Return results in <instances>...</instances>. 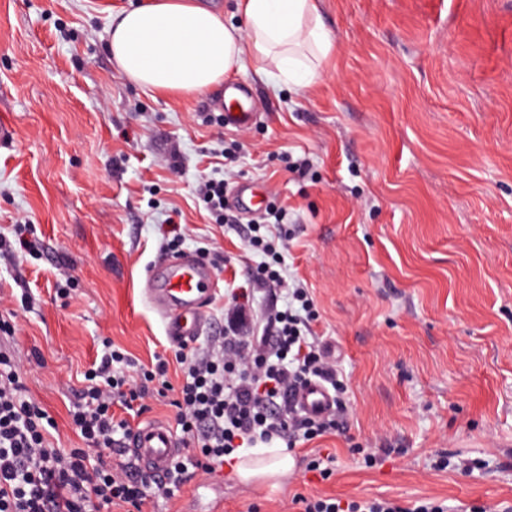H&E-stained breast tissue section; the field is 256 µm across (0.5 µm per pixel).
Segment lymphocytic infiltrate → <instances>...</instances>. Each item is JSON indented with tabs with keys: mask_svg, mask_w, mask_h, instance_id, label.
Instances as JSON below:
<instances>
[{
	"mask_svg": "<svg viewBox=\"0 0 512 512\" xmlns=\"http://www.w3.org/2000/svg\"><path fill=\"white\" fill-rule=\"evenodd\" d=\"M285 218L284 211L271 210L263 223L233 227L265 260L253 271L251 288L232 293L225 304L223 335L205 349L175 355L181 371L175 422L194 448L176 456L165 477L112 458L132 435L115 408L132 409L150 395L153 382L172 387L167 361L139 369L126 352L105 344L70 412L86 445L63 452L48 447L46 411L25 397L17 362L0 352V512H100L113 504L140 512L147 498L172 499L197 476L213 474L242 445L279 439L292 448L346 429L347 385L329 348L313 335L320 314L308 289L284 269ZM255 286L285 292L287 305L256 312ZM315 379L332 390L333 412L309 415L293 407L295 392ZM295 502L300 512H447L443 502L430 499L408 505L300 495Z\"/></svg>",
	"mask_w": 512,
	"mask_h": 512,
	"instance_id": "lymphocytic-infiltrate-1",
	"label": "lymphocytic infiltrate"
}]
</instances>
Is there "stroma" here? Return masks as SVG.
I'll return each instance as SVG.
<instances>
[{"instance_id": "obj_1", "label": "stroma", "mask_w": 512, "mask_h": 512, "mask_svg": "<svg viewBox=\"0 0 512 512\" xmlns=\"http://www.w3.org/2000/svg\"><path fill=\"white\" fill-rule=\"evenodd\" d=\"M133 3L0 0V234L22 224L37 245L0 257V351L54 422L50 445L82 447L69 409L107 340L169 361L171 390L128 420L173 422L176 347L141 291L182 230L221 288L198 346L223 330L227 289L261 260L196 195L228 167L227 199L250 187L287 213L285 264L336 350L348 428L297 444L288 476L224 469L143 512H298L299 494L512 512V0H319L336 44L322 80L237 75L257 106L246 128L205 124L221 86L163 95L118 72L112 15ZM361 447L391 454L371 467ZM327 453L324 481L308 462ZM443 456L480 467L435 469Z\"/></svg>"}]
</instances>
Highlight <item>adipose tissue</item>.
<instances>
[{"instance_id": "adipose-tissue-1", "label": "adipose tissue", "mask_w": 512, "mask_h": 512, "mask_svg": "<svg viewBox=\"0 0 512 512\" xmlns=\"http://www.w3.org/2000/svg\"><path fill=\"white\" fill-rule=\"evenodd\" d=\"M237 9L240 27L199 0H144L113 15L109 50L129 81L156 93H202L248 69L298 89L322 80L334 42L318 0H237ZM236 460L245 482L295 466L277 448H242Z\"/></svg>"}]
</instances>
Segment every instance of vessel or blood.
I'll list each match as a JSON object with an SVG mask.
<instances>
[{"instance_id": "1", "label": "vessel or blood", "mask_w": 512, "mask_h": 512, "mask_svg": "<svg viewBox=\"0 0 512 512\" xmlns=\"http://www.w3.org/2000/svg\"><path fill=\"white\" fill-rule=\"evenodd\" d=\"M223 112L226 123L240 127L253 123L252 99L244 86H225ZM217 285L207 264L196 255L185 253L169 258L161 271H150L143 296L160 315L167 338L175 344H190L206 328L207 296ZM296 402L307 412L321 413L330 407L332 398L323 385L313 382L300 391ZM180 451L172 425L162 420L138 426L128 448L129 456L140 469L156 475L163 474Z\"/></svg>"}]
</instances>
